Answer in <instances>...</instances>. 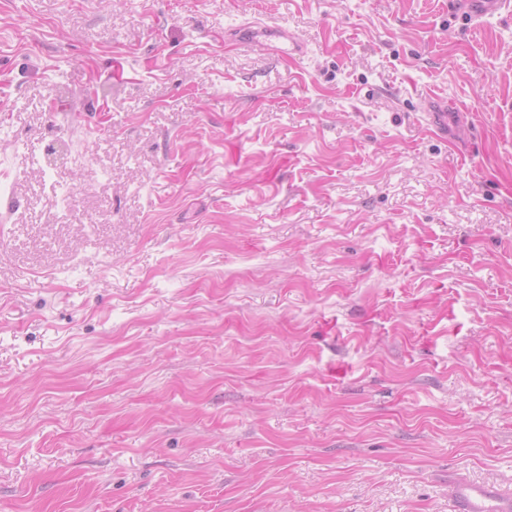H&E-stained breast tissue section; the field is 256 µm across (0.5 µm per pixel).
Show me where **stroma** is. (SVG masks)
I'll list each match as a JSON object with an SVG mask.
<instances>
[{
	"instance_id": "obj_1",
	"label": "stroma",
	"mask_w": 512,
	"mask_h": 512,
	"mask_svg": "<svg viewBox=\"0 0 512 512\" xmlns=\"http://www.w3.org/2000/svg\"><path fill=\"white\" fill-rule=\"evenodd\" d=\"M1 220L0 512L512 493V11L0 0ZM426 110L421 118L427 127L440 139L451 143L458 142L464 122L459 114H448V103L444 104L432 93L425 95Z\"/></svg>"
}]
</instances>
